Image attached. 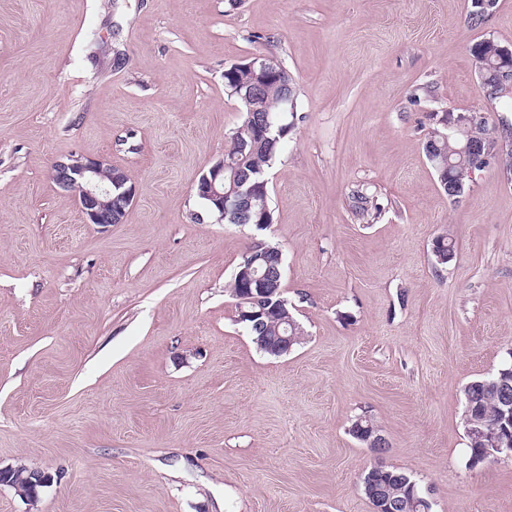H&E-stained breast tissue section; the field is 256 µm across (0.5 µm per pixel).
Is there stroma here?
Returning a JSON list of instances; mask_svg holds the SVG:
<instances>
[{"label":"stroma","instance_id":"35a3bbf8","mask_svg":"<svg viewBox=\"0 0 512 512\" xmlns=\"http://www.w3.org/2000/svg\"><path fill=\"white\" fill-rule=\"evenodd\" d=\"M470 11L0 0V469L50 477L33 500L0 486V512H373L379 459L431 512H512V457L469 467L463 424L465 386L512 355V177L490 164L453 200L424 153L461 113L512 124L471 55L512 48V0ZM257 55L295 87L263 231L196 194L240 122L224 71ZM72 154L130 176L121 223H85L55 185ZM259 240L305 330L278 358L229 291ZM360 415L384 455L350 434Z\"/></svg>","mask_w":512,"mask_h":512}]
</instances>
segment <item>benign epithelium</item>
<instances>
[{
    "mask_svg": "<svg viewBox=\"0 0 512 512\" xmlns=\"http://www.w3.org/2000/svg\"><path fill=\"white\" fill-rule=\"evenodd\" d=\"M498 64H493L490 56H474L475 68L484 83L495 87L512 88V49L498 46L495 50ZM246 69L250 71L254 86L264 87V82L276 79L285 69L274 60L257 55L246 64L236 63L230 70ZM474 117L460 114L451 125L448 136L456 139L457 147L453 152L461 159H476L482 150H492L496 145L493 136L483 142L476 141L470 133ZM229 178L230 189L224 188V178ZM249 174L235 159H222L204 174L196 186L197 196L209 205L219 220L226 218L244 224L250 220L252 195L240 191L238 184L248 180ZM52 179L55 184L77 195L78 205L89 224H118L131 205L135 190L127 185L129 176L120 168L112 166L104 158H92L71 155L58 160L52 167ZM282 251L255 243L244 255L233 278L239 288V321L254 330L266 327L267 320L275 319L277 325L284 326L283 336L264 337V346L272 355H283L292 349L298 340L295 334H287L296 328V323L286 307L287 301L281 298L279 283L283 276ZM466 432L472 441L480 447L483 461L499 457L512 456V405L504 403L500 410L496 426L465 412ZM365 491L377 502L376 512H394L391 507V495L382 494L375 484L365 485Z\"/></svg>",
    "mask_w": 512,
    "mask_h": 512,
    "instance_id": "1",
    "label": "benign epithelium"
}]
</instances>
